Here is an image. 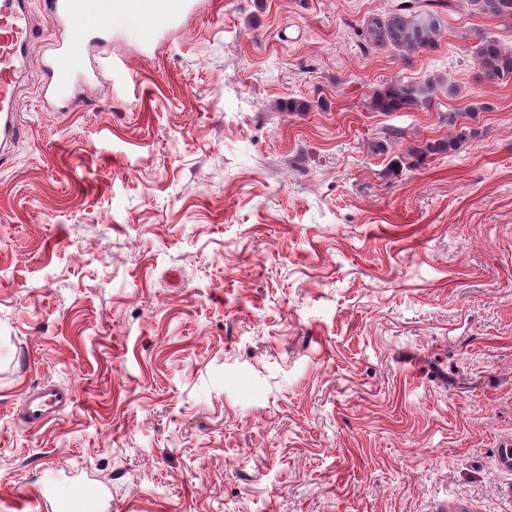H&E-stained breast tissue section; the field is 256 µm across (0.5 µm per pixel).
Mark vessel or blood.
I'll return each mask as SVG.
<instances>
[{"label":"vessel or blood","instance_id":"obj_1","mask_svg":"<svg viewBox=\"0 0 512 512\" xmlns=\"http://www.w3.org/2000/svg\"><path fill=\"white\" fill-rule=\"evenodd\" d=\"M193 4L194 0H45L49 25L71 30L76 36L75 41L53 44L43 59L45 103L62 112L75 103L71 79L88 67L79 44L98 38L114 14L131 17L135 29L149 37L175 26ZM36 38L26 0H0V157L5 156L6 145L19 141L25 133L19 120L18 82L31 64ZM74 402L71 389L48 381L27 393L18 416L27 426L43 427Z\"/></svg>","mask_w":512,"mask_h":512}]
</instances>
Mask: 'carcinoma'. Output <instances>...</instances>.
I'll return each mask as SVG.
<instances>
[{
    "instance_id": "cac0c4a2",
    "label": "carcinoma",
    "mask_w": 512,
    "mask_h": 512,
    "mask_svg": "<svg viewBox=\"0 0 512 512\" xmlns=\"http://www.w3.org/2000/svg\"><path fill=\"white\" fill-rule=\"evenodd\" d=\"M477 12L505 21L512 20V0H470ZM442 0H413L410 4L393 3L382 13L364 20L361 45L364 51L392 47L406 55L436 47L444 18L439 8ZM482 77L489 82L512 79V49L498 41L484 38L477 52ZM436 82L423 84L394 82L374 93L372 107L379 112H397L419 104H429ZM465 140V132L448 139L426 141L397 156L394 169H415L427 157L458 149Z\"/></svg>"
}]
</instances>
